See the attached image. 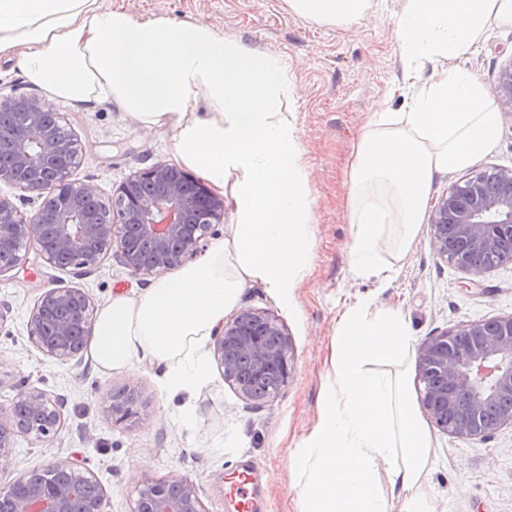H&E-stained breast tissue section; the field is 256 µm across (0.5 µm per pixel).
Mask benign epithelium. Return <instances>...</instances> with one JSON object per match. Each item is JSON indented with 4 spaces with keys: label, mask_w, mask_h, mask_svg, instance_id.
Instances as JSON below:
<instances>
[{
    "label": "benign epithelium",
    "mask_w": 512,
    "mask_h": 512,
    "mask_svg": "<svg viewBox=\"0 0 512 512\" xmlns=\"http://www.w3.org/2000/svg\"><path fill=\"white\" fill-rule=\"evenodd\" d=\"M506 112H512V65L495 87ZM1 109H18L23 122L0 137V183L42 198L34 213L20 210L0 195V248L12 250L0 275L29 263L26 245L45 264L88 273L110 251L134 274L171 271L196 255L214 227L224 221V198L201 180L165 163L130 174L113 190L111 204L86 183L70 180L79 164L77 140L62 117L36 101L14 95L0 98ZM429 234L436 255L456 264L471 278L512 264V169L482 170L454 184L435 200ZM89 296L80 288H46L34 305L28 336L44 355L74 359L92 336ZM292 343L282 324L263 311L245 309L213 336V353L224 382L244 398L265 403L288 383ZM420 403L440 431L458 437L485 438L512 426V315L464 323L426 337L418 348ZM62 405L39 390L18 395L0 407V455L15 433L47 438L58 431ZM68 481H33L18 490L16 479L0 487L4 512H101L102 500L88 501L81 490L95 482L75 472ZM133 512H203L196 488L173 473L146 480Z\"/></svg>",
    "instance_id": "obj_1"
}]
</instances>
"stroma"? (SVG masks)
<instances>
[{
	"label": "stroma",
	"mask_w": 512,
	"mask_h": 512,
	"mask_svg": "<svg viewBox=\"0 0 512 512\" xmlns=\"http://www.w3.org/2000/svg\"><path fill=\"white\" fill-rule=\"evenodd\" d=\"M136 18L204 23L278 57L294 85L292 101L301 130L302 162L314 213L309 272L292 304L266 288H244L236 309L274 315L292 341L288 383L258 405L225 383L219 363L193 397L160 383V367L145 363L105 376L88 358L66 363L43 355L30 342L27 321L42 287L83 289L93 308L113 294L139 292L153 281L135 275L115 255L91 273L34 264L0 275V302L11 312L0 324V405L35 388L63 401L62 424L50 438L16 435L0 457V485L36 469L69 460L91 473L103 489V512H133L137 489L147 479L174 472L198 490L205 512H236L230 483L241 465L257 474L259 512H298V479L281 460L296 451L318 417L319 395L330 366L336 320L346 304L370 298L380 310L404 315L415 342L457 325L512 314V264L470 279L437 257L428 229H421L398 275L388 282L350 270L351 226L347 202L353 152L372 113L398 112L401 97L387 91L400 70L393 24L400 0H378L374 12L350 24H317L298 16L286 0H106ZM512 64V26L490 29L467 68L486 89ZM64 117L82 147L73 181L97 188L103 201L131 172L159 162L180 165L176 132L147 129L116 106L85 109L66 100L51 106ZM512 168V112L500 115L495 144L472 165L437 176L430 196L439 198L472 171ZM138 397V415L113 416L112 397ZM191 403L196 422L180 426L178 413ZM431 448L423 488L432 512H512V426L484 439H467L430 428Z\"/></svg>",
	"instance_id": "obj_1"
}]
</instances>
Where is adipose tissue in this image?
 Returning a JSON list of instances; mask_svg holds the SVG:
<instances>
[{
  "label": "adipose tissue",
  "instance_id": "1",
  "mask_svg": "<svg viewBox=\"0 0 512 512\" xmlns=\"http://www.w3.org/2000/svg\"><path fill=\"white\" fill-rule=\"evenodd\" d=\"M313 22L349 23L376 0H287ZM512 25V0H402L394 34L400 112H375L354 150L349 186L353 274L388 280L424 222L436 176L490 149L499 114L463 66L492 27ZM17 57L47 103L114 104L146 128L176 129L181 161L215 187L232 184L237 222L196 264L157 277L139 297L112 296L96 314L88 356L108 375L145 361L161 384L193 395L211 380L207 343L248 283L292 303L314 235L290 83L278 58L210 26L142 21L101 0H0V57ZM431 67L429 81L419 72ZM204 96L209 111L194 102ZM394 233L392 260L379 242ZM413 336L397 310L372 299L336 325L332 376L301 453V512H428L421 487L430 434L402 381L373 371L409 355Z\"/></svg>",
  "mask_w": 512,
  "mask_h": 512
}]
</instances>
